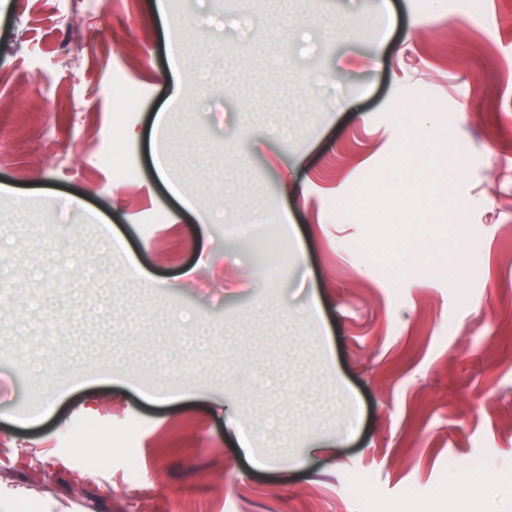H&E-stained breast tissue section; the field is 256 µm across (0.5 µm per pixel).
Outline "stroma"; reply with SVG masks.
<instances>
[{"mask_svg": "<svg viewBox=\"0 0 512 512\" xmlns=\"http://www.w3.org/2000/svg\"><path fill=\"white\" fill-rule=\"evenodd\" d=\"M420 2L0 0V512H512V0Z\"/></svg>", "mask_w": 512, "mask_h": 512, "instance_id": "35a3bbf8", "label": "stroma"}]
</instances>
